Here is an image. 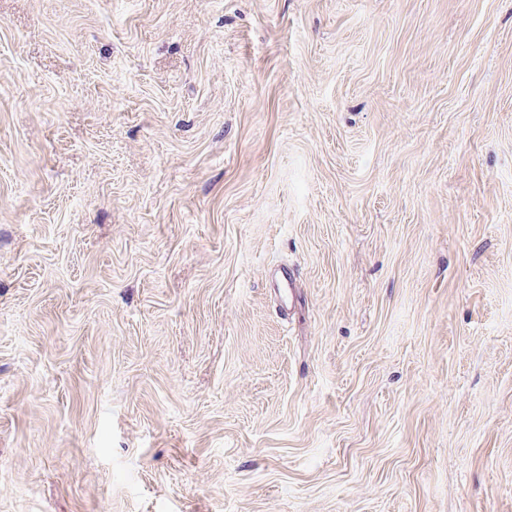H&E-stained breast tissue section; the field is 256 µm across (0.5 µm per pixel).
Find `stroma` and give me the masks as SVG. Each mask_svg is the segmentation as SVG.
I'll list each match as a JSON object with an SVG mask.
<instances>
[{
    "mask_svg": "<svg viewBox=\"0 0 512 512\" xmlns=\"http://www.w3.org/2000/svg\"><path fill=\"white\" fill-rule=\"evenodd\" d=\"M0 512H512V0H0Z\"/></svg>",
    "mask_w": 512,
    "mask_h": 512,
    "instance_id": "stroma-1",
    "label": "stroma"
}]
</instances>
